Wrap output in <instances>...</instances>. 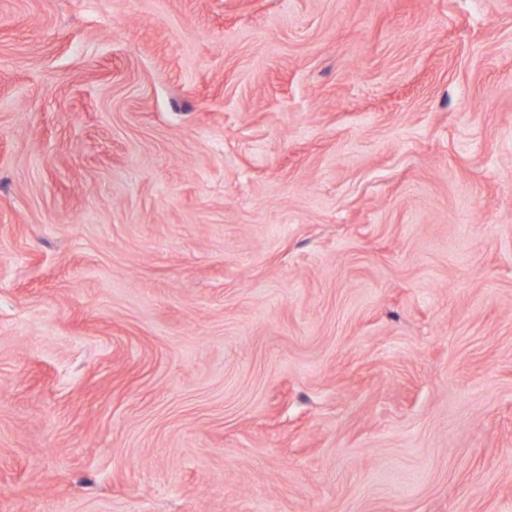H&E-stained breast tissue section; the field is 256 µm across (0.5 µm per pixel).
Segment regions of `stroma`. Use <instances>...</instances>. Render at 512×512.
<instances>
[{
  "mask_svg": "<svg viewBox=\"0 0 512 512\" xmlns=\"http://www.w3.org/2000/svg\"><path fill=\"white\" fill-rule=\"evenodd\" d=\"M0 512H512V0H0Z\"/></svg>",
  "mask_w": 512,
  "mask_h": 512,
  "instance_id": "obj_1",
  "label": "stroma"
}]
</instances>
